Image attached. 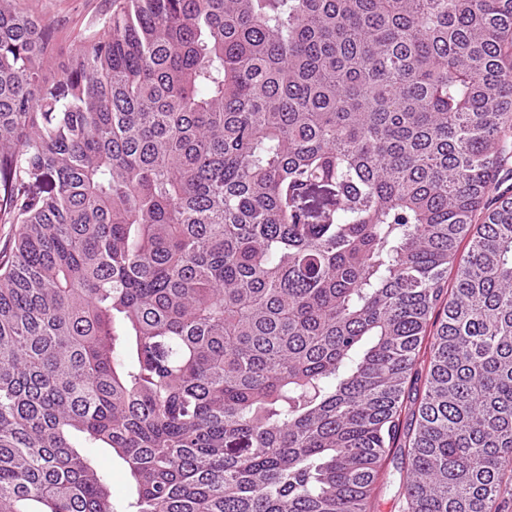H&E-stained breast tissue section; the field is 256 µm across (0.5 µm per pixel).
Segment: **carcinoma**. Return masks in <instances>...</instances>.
Returning a JSON list of instances; mask_svg holds the SVG:
<instances>
[{
	"label": "carcinoma",
	"instance_id": "cac0c4a2",
	"mask_svg": "<svg viewBox=\"0 0 512 512\" xmlns=\"http://www.w3.org/2000/svg\"><path fill=\"white\" fill-rule=\"evenodd\" d=\"M17 3L0 512H498L512 0H112L52 83ZM89 452L111 488L114 512H125L132 495V481L123 461L110 448H90ZM401 458L396 452L391 453L383 464V476L375 493L374 512H401L402 501L398 497L399 486L406 471L402 468Z\"/></svg>",
	"mask_w": 512,
	"mask_h": 512
}]
</instances>
